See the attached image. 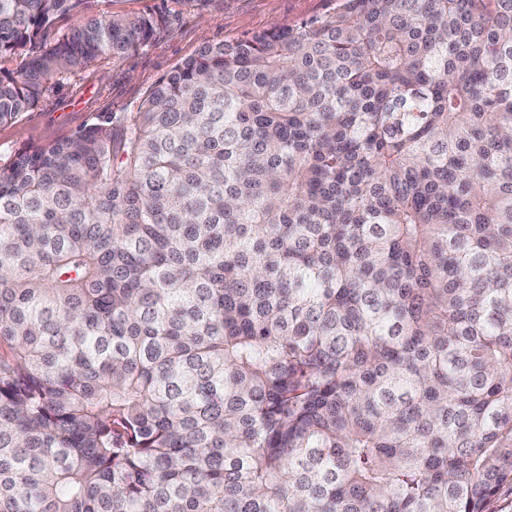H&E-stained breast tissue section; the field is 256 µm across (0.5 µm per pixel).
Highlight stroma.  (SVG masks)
I'll list each match as a JSON object with an SVG mask.
<instances>
[{"label": "stroma", "mask_w": 512, "mask_h": 512, "mask_svg": "<svg viewBox=\"0 0 512 512\" xmlns=\"http://www.w3.org/2000/svg\"><path fill=\"white\" fill-rule=\"evenodd\" d=\"M337 4L338 0H90L87 8L59 17L56 33L81 28L97 12L160 14L165 23L149 47L105 67L89 66L75 80L51 87L34 108L0 124V156L66 139L107 114L136 111L161 77L206 44L325 17Z\"/></svg>", "instance_id": "1"}]
</instances>
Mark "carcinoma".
<instances>
[{
	"instance_id": "obj_1",
	"label": "carcinoma",
	"mask_w": 512,
	"mask_h": 512,
	"mask_svg": "<svg viewBox=\"0 0 512 512\" xmlns=\"http://www.w3.org/2000/svg\"><path fill=\"white\" fill-rule=\"evenodd\" d=\"M0 0V124L160 19ZM512 485V0H340L0 158V512H486Z\"/></svg>"
}]
</instances>
